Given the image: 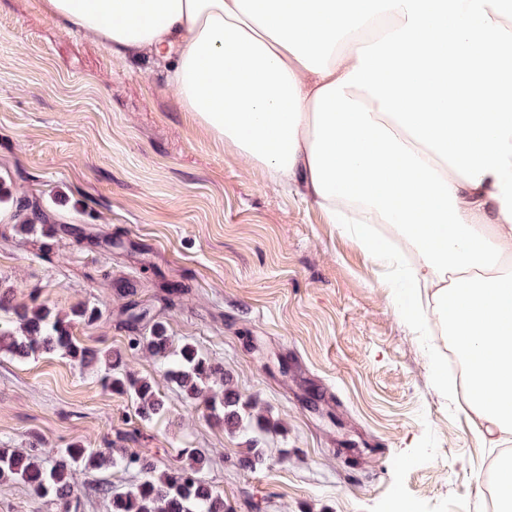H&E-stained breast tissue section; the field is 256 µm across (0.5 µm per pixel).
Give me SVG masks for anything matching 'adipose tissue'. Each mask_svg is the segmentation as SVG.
<instances>
[{"mask_svg": "<svg viewBox=\"0 0 512 512\" xmlns=\"http://www.w3.org/2000/svg\"><path fill=\"white\" fill-rule=\"evenodd\" d=\"M169 60L183 111L304 187L453 336L484 443L512 432V0H45Z\"/></svg>", "mask_w": 512, "mask_h": 512, "instance_id": "1", "label": "adipose tissue"}]
</instances>
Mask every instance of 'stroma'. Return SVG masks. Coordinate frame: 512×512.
<instances>
[{
    "mask_svg": "<svg viewBox=\"0 0 512 512\" xmlns=\"http://www.w3.org/2000/svg\"><path fill=\"white\" fill-rule=\"evenodd\" d=\"M1 181L51 224H86L117 246L0 221V290L63 314L100 304L75 335L120 354L165 410L142 419L105 388L104 364L0 351V448L122 446L160 469L199 448L230 512H489L476 478L495 476L512 435L488 447L466 387L441 390L452 342L409 325L385 270L309 196L191 120L148 52L112 54L55 24L44 0H0ZM132 301L282 421L263 464L241 465L247 436L215 426L159 360L130 349ZM0 512L60 509L0 482Z\"/></svg>",
    "mask_w": 512,
    "mask_h": 512,
    "instance_id": "stroma-1",
    "label": "stroma"
}]
</instances>
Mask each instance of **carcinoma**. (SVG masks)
Returning <instances> with one entry per match:
<instances>
[{
    "label": "carcinoma",
    "mask_w": 512,
    "mask_h": 512,
    "mask_svg": "<svg viewBox=\"0 0 512 512\" xmlns=\"http://www.w3.org/2000/svg\"><path fill=\"white\" fill-rule=\"evenodd\" d=\"M15 205L17 228L28 235L37 232V223L46 220L34 202L13 197L5 183H0V205ZM0 311L11 312L15 319L0 321V351L27 359L42 352L60 350L70 361L86 366L112 352L99 351L83 345L72 328L77 323L92 324L100 317L95 304H81L62 316L43 304L17 305L0 295ZM131 349L143 348L150 355L168 363L167 375L183 399L202 404L215 424L231 433L251 434L248 456L241 459L253 467L264 461L257 437L282 432V423L270 411L242 396L224 368L201 355L189 342L173 349V340L162 322L151 326L149 335L133 337ZM105 387L129 396L144 419H151L164 410V400L153 383L130 373L116 372L107 376ZM181 455L188 462L158 471L144 451L129 452L124 448L105 453L96 448L72 445L51 457H44L38 448L23 450L0 448V479L26 485L38 498L58 502L63 512H80L82 503L75 488L77 476L88 477L110 464L134 471L139 481L132 487L117 491L112 483L99 482L97 489L106 504V512H229L224 497L204 476L208 459L195 448H184Z\"/></svg>",
    "instance_id": "carcinoma-1"
}]
</instances>
